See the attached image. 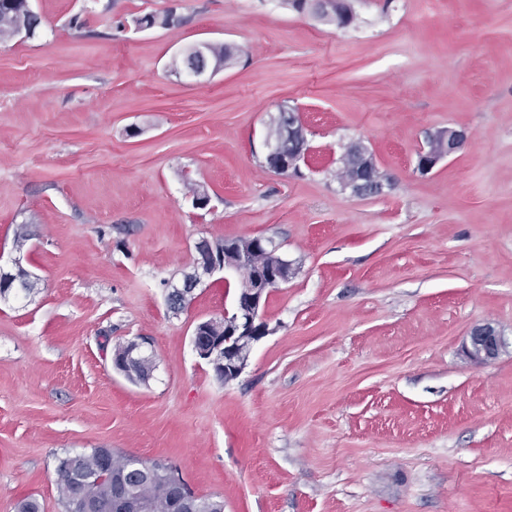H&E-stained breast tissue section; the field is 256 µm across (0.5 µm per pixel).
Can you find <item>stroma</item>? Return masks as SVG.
I'll return each mask as SVG.
<instances>
[{"label": "stroma", "mask_w": 512, "mask_h": 512, "mask_svg": "<svg viewBox=\"0 0 512 512\" xmlns=\"http://www.w3.org/2000/svg\"><path fill=\"white\" fill-rule=\"evenodd\" d=\"M31 4L35 36L0 38V256L37 278L0 300V512H65L55 459L96 448L165 461L224 512H512V0H353L348 28L285 0ZM199 43L237 56L190 84L173 63ZM283 105L309 145L285 177L259 149ZM448 127L471 143L420 173ZM357 140L382 194L339 184ZM255 236L297 270L224 383L191 338L236 276L180 312L165 296L198 239ZM485 323L488 361L468 353ZM133 340L144 384L112 368ZM471 349L469 353L479 359H494L502 345V340L496 329L491 325L475 328L470 336Z\"/></svg>", "instance_id": "1"}]
</instances>
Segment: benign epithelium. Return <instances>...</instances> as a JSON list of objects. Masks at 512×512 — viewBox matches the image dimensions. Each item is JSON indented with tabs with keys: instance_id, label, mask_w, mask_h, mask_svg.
<instances>
[{
	"instance_id": "obj_1",
	"label": "benign epithelium",
	"mask_w": 512,
	"mask_h": 512,
	"mask_svg": "<svg viewBox=\"0 0 512 512\" xmlns=\"http://www.w3.org/2000/svg\"><path fill=\"white\" fill-rule=\"evenodd\" d=\"M301 11L315 15L329 14L340 28L350 27L356 20V12L345 0H306ZM211 44L200 43L183 49L179 55L180 64L175 73L186 82L197 84L213 75L218 67L211 60ZM277 134H266L263 140V166L282 176L300 170L308 146L305 127L300 115L286 107L279 109ZM468 141L466 131L453 127L437 131L428 139V146L417 153V170L430 172L437 163L460 150ZM348 150L358 162V174L341 182V187L355 195L380 194L384 183L373 179L372 168L376 159L360 142L353 143ZM272 247V263L260 274L240 281V294L235 298L233 310L224 313V318L198 324L191 339L193 349L203 360L213 366L216 375L229 382L236 379L246 368L253 346L269 333L267 324L261 320L259 311L269 290L288 282L295 274L294 261L278 253V247L268 239L246 245H227L216 240L201 239L194 245L197 257L193 270L184 275L182 284L174 286L167 295V304L179 310L183 301L191 298L194 290L216 272H242L253 262V256L263 245ZM25 281L35 279L24 270L20 259L11 265L0 263V286L6 287L17 277ZM469 353L479 359H493L498 355L502 340L496 329L490 325L475 328L470 336ZM135 505V492L128 484H121V490L112 502L111 512H130Z\"/></svg>"
}]
</instances>
